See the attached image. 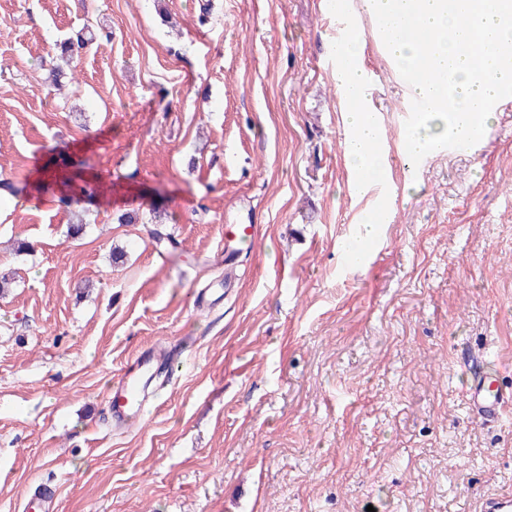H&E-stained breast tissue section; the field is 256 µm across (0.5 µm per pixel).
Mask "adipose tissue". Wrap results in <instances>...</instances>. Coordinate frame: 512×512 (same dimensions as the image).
I'll list each match as a JSON object with an SVG mask.
<instances>
[{
  "label": "adipose tissue",
  "mask_w": 512,
  "mask_h": 512,
  "mask_svg": "<svg viewBox=\"0 0 512 512\" xmlns=\"http://www.w3.org/2000/svg\"><path fill=\"white\" fill-rule=\"evenodd\" d=\"M338 49L346 61L345 66L336 72V83L343 98L364 97L368 74L361 63V33L351 32L339 44ZM347 124L353 134L345 150L349 165L360 176L364 185L370 186L383 181L386 157L372 151V146L378 139L376 122L369 113L353 109L347 114Z\"/></svg>",
  "instance_id": "obj_1"
}]
</instances>
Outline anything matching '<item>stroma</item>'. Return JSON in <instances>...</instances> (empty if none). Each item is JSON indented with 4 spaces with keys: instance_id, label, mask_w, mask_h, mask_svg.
<instances>
[{
    "instance_id": "35a3bbf8",
    "label": "stroma",
    "mask_w": 512,
    "mask_h": 512,
    "mask_svg": "<svg viewBox=\"0 0 512 512\" xmlns=\"http://www.w3.org/2000/svg\"><path fill=\"white\" fill-rule=\"evenodd\" d=\"M203 1L0 0V512L43 485L49 512H476L512 494V410L482 424L466 394L483 358L512 384V108L407 171L401 76L360 19L393 187L366 235L330 0H208L205 21ZM89 21L112 39L47 98L41 56ZM53 147L92 202L38 191L69 173ZM228 224L258 236L227 266ZM352 238L375 243L366 264ZM151 348L172 376L116 425L108 389Z\"/></svg>"
}]
</instances>
